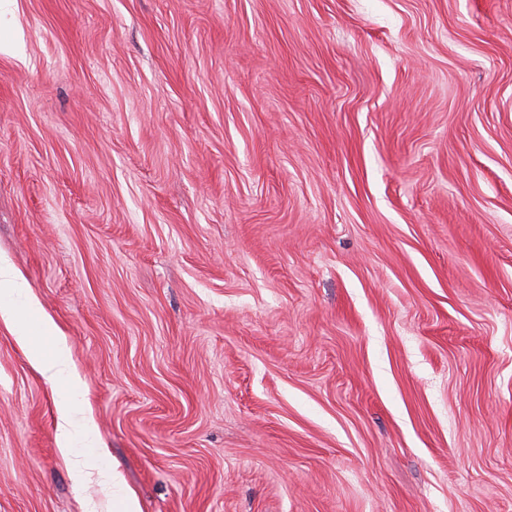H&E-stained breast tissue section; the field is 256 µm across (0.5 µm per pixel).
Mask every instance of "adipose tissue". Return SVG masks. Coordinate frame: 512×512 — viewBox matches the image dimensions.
I'll return each instance as SVG.
<instances>
[{
	"label": "adipose tissue",
	"instance_id": "adipose-tissue-1",
	"mask_svg": "<svg viewBox=\"0 0 512 512\" xmlns=\"http://www.w3.org/2000/svg\"><path fill=\"white\" fill-rule=\"evenodd\" d=\"M0 322L25 346L31 364L55 392L61 450L69 453L76 444H96L94 420L81 400L83 382L70 364L63 334L3 255H0Z\"/></svg>",
	"mask_w": 512,
	"mask_h": 512
}]
</instances>
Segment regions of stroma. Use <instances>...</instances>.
<instances>
[{
    "label": "stroma",
    "mask_w": 512,
    "mask_h": 512,
    "mask_svg": "<svg viewBox=\"0 0 512 512\" xmlns=\"http://www.w3.org/2000/svg\"><path fill=\"white\" fill-rule=\"evenodd\" d=\"M0 253L142 512H512V0H12ZM0 323V512H112Z\"/></svg>",
    "instance_id": "35a3bbf8"
}]
</instances>
